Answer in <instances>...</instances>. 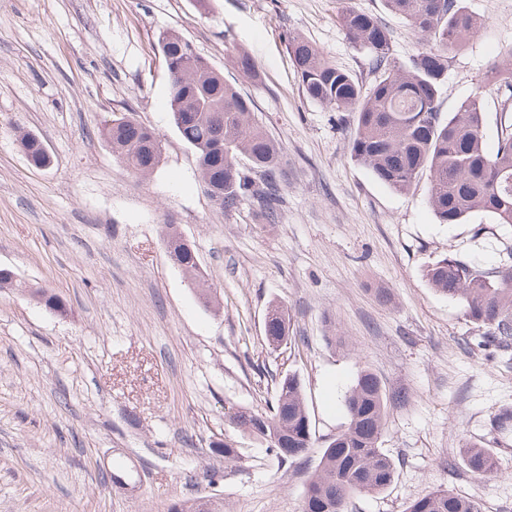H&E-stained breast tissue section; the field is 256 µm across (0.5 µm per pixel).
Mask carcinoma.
<instances>
[{
    "mask_svg": "<svg viewBox=\"0 0 512 512\" xmlns=\"http://www.w3.org/2000/svg\"><path fill=\"white\" fill-rule=\"evenodd\" d=\"M385 11L407 21L421 36V49L402 63L393 53L391 31L373 13L347 7L338 20L348 39L368 54L373 76L366 88L356 75L341 68L309 41L297 37L288 43L302 93L338 112L355 114L351 155L384 185L398 193L412 190L422 176L429 180L428 203L441 224H459L469 214L484 211L498 224H512V105L504 100L495 151L484 143V100L491 82L512 76V47L505 67L487 71L476 93L457 111L441 117L440 89L448 66L480 22L463 0H382ZM157 42L168 75L169 112L180 138L194 151L202 182L213 189L219 206L230 212L247 198L262 224L281 217L284 199L276 178L282 149L255 117L252 102L176 31L158 35ZM234 65L247 77L259 76L246 51L234 56ZM127 169L140 175L159 165L158 133L128 114H114L98 129ZM28 161L48 163L41 141L20 138ZM248 161L242 167L239 161ZM169 264L196 278L198 265L181 246L167 251ZM436 291L455 298L476 325L483 346L512 349V263L485 268L444 258L427 270ZM47 308L68 313L65 301L42 288L30 290ZM268 344L288 336V313L280 305L267 311ZM404 404L408 395L387 394L372 370L360 371L346 397L347 423L325 441L315 472L307 481L301 512L316 503L319 512H347L355 495L381 493L393 482L395 463L382 448L388 424V402ZM250 435L266 442L281 464L293 461L313 447L315 439L302 383L295 374L279 384L269 411L236 412L230 416ZM466 463L478 475L494 470L489 452L476 445L466 451ZM406 512H480L479 503L448 490H435L413 500Z\"/></svg>",
    "mask_w": 512,
    "mask_h": 512,
    "instance_id": "carcinoma-1",
    "label": "carcinoma"
}]
</instances>
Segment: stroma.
<instances>
[{
  "label": "stroma",
  "instance_id": "obj_1",
  "mask_svg": "<svg viewBox=\"0 0 512 512\" xmlns=\"http://www.w3.org/2000/svg\"><path fill=\"white\" fill-rule=\"evenodd\" d=\"M463 4L482 26L448 68L444 115L512 42V0ZM349 6L385 16L399 59L415 53L419 36L381 0H209L205 12L196 0H0V266L19 283L0 289V512H168L199 496L223 499L224 512H300L364 367L409 400L392 405L382 443L393 483L349 512H404L438 488L512 512V432L492 428L512 407V360L477 346L462 306L426 279L449 255L497 266L512 227L484 212L439 223L428 180L406 194L380 183L351 158L352 114L302 94L293 36L370 82L337 22ZM166 30L248 96L281 144L278 223H258L249 201L225 212L207 195L169 120ZM240 50L260 80L233 69ZM115 112L159 134L152 174L132 173L98 135ZM22 132L42 141L47 166L29 163ZM168 224L195 250L219 311L168 263ZM32 288L59 294L68 316ZM274 301L290 316L277 351L264 337ZM291 373L318 443L281 465L227 413L265 410ZM224 442L238 458L213 453ZM472 443L491 453L493 473L467 467ZM116 465L129 485L101 483Z\"/></svg>",
  "mask_w": 512,
  "mask_h": 512
}]
</instances>
